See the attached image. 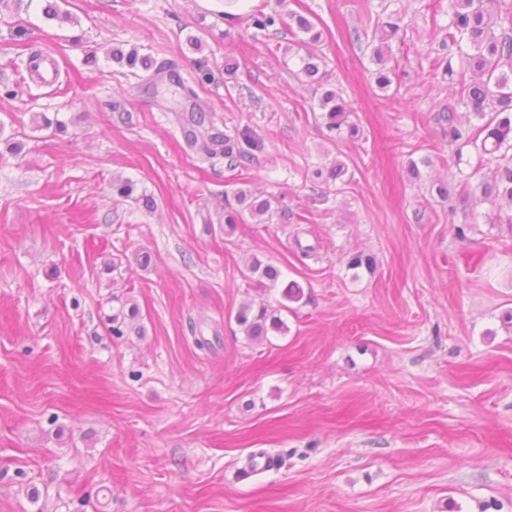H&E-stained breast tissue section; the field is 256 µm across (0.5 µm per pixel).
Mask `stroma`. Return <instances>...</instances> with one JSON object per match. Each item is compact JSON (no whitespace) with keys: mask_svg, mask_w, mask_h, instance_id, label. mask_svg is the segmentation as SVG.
I'll use <instances>...</instances> for the list:
<instances>
[{"mask_svg":"<svg viewBox=\"0 0 512 512\" xmlns=\"http://www.w3.org/2000/svg\"><path fill=\"white\" fill-rule=\"evenodd\" d=\"M381 2L301 0L362 130L334 141L291 33L225 25L210 0H63L68 23L0 0V512H512V207L431 196L488 173L436 120L458 101L438 66L448 0H390L386 93L352 35ZM133 47L194 98L139 85L110 57ZM42 49L49 85L27 71ZM195 100L214 130L250 133V161L186 146ZM337 159L348 184L310 181ZM119 177L135 197L114 196ZM241 188L295 220L225 235ZM143 249L147 270L128 260ZM357 252L374 272L352 274ZM250 253L305 292L259 343L230 313L281 291L241 276ZM128 299L144 335L110 331ZM259 453L274 467L249 470Z\"/></svg>","mask_w":512,"mask_h":512,"instance_id":"obj_1","label":"stroma"}]
</instances>
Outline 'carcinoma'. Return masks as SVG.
Masks as SVG:
<instances>
[{
    "label": "carcinoma",
    "instance_id": "carcinoma-1",
    "mask_svg": "<svg viewBox=\"0 0 512 512\" xmlns=\"http://www.w3.org/2000/svg\"><path fill=\"white\" fill-rule=\"evenodd\" d=\"M448 36L440 42L442 51L443 75L449 82L459 87V98L476 122L464 123L460 120L456 108L452 105L442 110L438 120L448 125V145L456 146L457 154L468 145L477 150L480 161L490 166V176L479 184L481 197L495 206L506 200L512 205V4L506 0H448ZM252 25L260 30L286 28L290 31L309 35L303 41L304 54L298 56L299 74L311 82L317 81L320 72V56L316 52L321 33L315 31L313 22L303 13L288 10L260 11L251 18ZM401 17L398 12L382 10L378 14L374 27L381 34L380 40L395 36L401 29ZM112 58L135 69L153 72L155 76H164L173 69L166 61L161 63L150 56H141L133 48L128 53L117 51ZM373 60L380 65L375 72V83L383 91L391 88L396 80V70L385 68L384 48L373 50ZM320 118L334 139H354L360 135V126L353 119V112L344 101L340 92L329 89L318 99ZM208 113L201 110L193 112L188 120L187 141L209 159L222 158L226 168L234 170L248 159L246 146L250 140L246 135L231 137L211 133L204 125ZM348 167L336 160L326 168L311 171L310 180L315 183L332 186L342 181ZM241 209L224 211V231L235 230L236 225L246 222V217L266 223L278 216L282 224L288 223V211L281 207H272L269 199L243 189L235 193ZM348 267L352 270L364 268L369 272L376 269L375 258L363 252L354 254ZM240 271L246 279L258 288H273L282 277V271L269 261L250 254L242 259ZM304 289L292 281L282 291L285 304L280 309L290 310V304L300 302ZM139 309L131 307L128 312H119L112 316V333L121 336L124 329L140 331L137 325ZM234 321L243 335L251 341H263L269 331L284 332L285 322L277 311L269 306L252 303L241 305Z\"/></svg>",
    "mask_w": 512,
    "mask_h": 512
}]
</instances>
